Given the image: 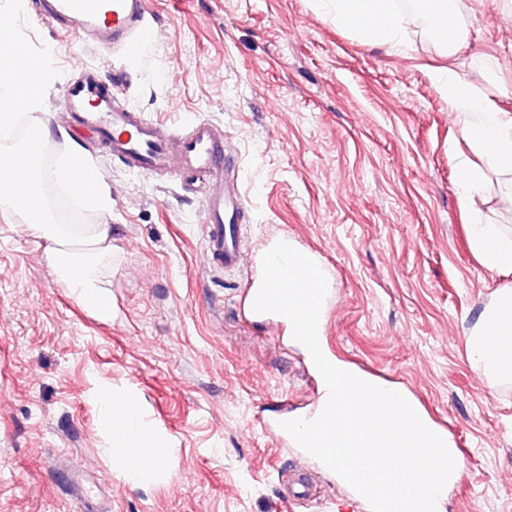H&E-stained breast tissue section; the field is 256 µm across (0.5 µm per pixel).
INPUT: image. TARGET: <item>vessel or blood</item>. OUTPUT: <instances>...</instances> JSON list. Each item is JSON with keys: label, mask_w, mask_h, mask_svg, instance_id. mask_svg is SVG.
Masks as SVG:
<instances>
[{"label": "vessel or blood", "mask_w": 512, "mask_h": 512, "mask_svg": "<svg viewBox=\"0 0 512 512\" xmlns=\"http://www.w3.org/2000/svg\"><path fill=\"white\" fill-rule=\"evenodd\" d=\"M44 10L104 53L145 41L149 30L147 0H44ZM63 102L80 124L107 139L113 156L123 159L128 170L198 182L204 197L207 270L235 272L243 266L248 206L222 127L201 121L185 134L164 131L138 113L116 107L103 78L92 70L65 89Z\"/></svg>", "instance_id": "obj_1"}]
</instances>
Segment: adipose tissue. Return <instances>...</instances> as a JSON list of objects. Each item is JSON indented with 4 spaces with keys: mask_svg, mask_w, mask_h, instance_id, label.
Instances as JSON below:
<instances>
[{
    "mask_svg": "<svg viewBox=\"0 0 512 512\" xmlns=\"http://www.w3.org/2000/svg\"><path fill=\"white\" fill-rule=\"evenodd\" d=\"M319 6L337 25L357 30L365 39L384 46L389 54L408 52L407 36L398 17L389 10L388 0H319ZM427 6L434 22V41L455 52L465 41L461 17L448 8L446 0H427ZM13 28V22L0 23V131L6 133L21 124L30 130L42 128L36 110L42 107L44 91L56 77L51 59L28 56L12 38ZM432 78L463 118V134L474 151L487 155L497 170L512 173V114L503 111L496 99L481 96L452 70H436ZM39 152V145L30 140L0 145V203L19 215L26 232L46 241L48 266L79 304L97 319L111 320L112 296L101 271L112 262V227L90 224L77 234L68 225L53 221L31 165ZM58 170L60 184L73 196L99 212L111 211V197L78 150H70ZM470 237L475 253L488 269H512V238H507L499 225H472ZM469 345L485 375L512 379L511 288L496 291L473 326ZM101 404L113 469L132 483L152 478L160 471L167 449L150 438L130 412L123 394L104 393Z\"/></svg>",
    "mask_w": 512,
    "mask_h": 512,
    "instance_id": "ef3b65f1",
    "label": "adipose tissue"
}]
</instances>
